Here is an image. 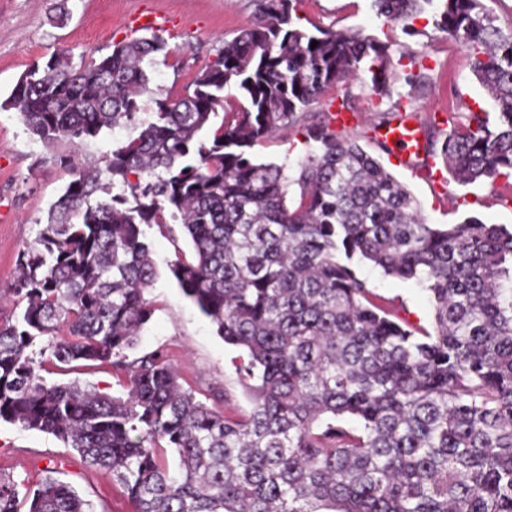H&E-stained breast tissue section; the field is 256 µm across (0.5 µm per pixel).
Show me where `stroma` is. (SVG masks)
Returning a JSON list of instances; mask_svg holds the SVG:
<instances>
[{"instance_id": "stroma-1", "label": "stroma", "mask_w": 512, "mask_h": 512, "mask_svg": "<svg viewBox=\"0 0 512 512\" xmlns=\"http://www.w3.org/2000/svg\"><path fill=\"white\" fill-rule=\"evenodd\" d=\"M164 14L169 25L161 32L172 53L150 68L149 87L179 98L195 75L213 62L225 41L254 20L253 0H0V101L10 94L29 65L66 50L74 62L98 58L123 40L138 36L131 18L143 10ZM437 5L416 17L419 34L405 35L387 26L372 0H298L296 15L302 27L359 30L390 43L392 56L410 50L423 57L420 85L408 87L405 69L397 75L392 94L407 93L420 107L416 114L425 136L420 163L441 168L439 145L430 141L434 128L450 129L464 115L490 110L491 100L470 69L467 50L434 25ZM350 97L361 118L352 134L370 155L402 182L431 224H457L474 216L487 224L512 226V205L500 201L504 178L461 186L451 178L434 185L417 170L398 163L388 148L373 138L372 128L391 103L390 97L369 95L359 82L331 88L323 101L309 106L299 125L283 127L256 143L252 152L262 160L293 168L307 147L301 127L327 122V103ZM36 143L18 112L0 110V320L11 317L9 288L17 276L19 253L37 237L50 205L70 182L68 170L42 161ZM156 264L148 297L153 315L134 350L142 355L163 350L179 367L180 382L197 399L232 417L251 410L237 371L240 349L227 345L213 325L184 296L170 266L176 259L192 260L193 251L181 225H150L144 229ZM358 273L378 296L403 306L409 321L432 329L434 311L427 291L412 280L388 277L368 264ZM33 488L54 473L86 500L91 512H131L119 485L86 464L80 454L52 434L0 421V472Z\"/></svg>"}]
</instances>
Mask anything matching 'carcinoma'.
I'll use <instances>...</instances> for the list:
<instances>
[{
    "instance_id": "obj_1",
    "label": "carcinoma",
    "mask_w": 512,
    "mask_h": 512,
    "mask_svg": "<svg viewBox=\"0 0 512 512\" xmlns=\"http://www.w3.org/2000/svg\"><path fill=\"white\" fill-rule=\"evenodd\" d=\"M295 2L255 0V21L150 112L147 64L169 53L156 34L78 65L58 51L0 102L73 176L17 258L21 309L0 321V420L78 451L132 512H512V229L426 223L405 185L327 123L306 128L316 148L294 178L251 152L329 88L358 79L382 98L395 79L390 44L311 32ZM431 2L373 0L409 36ZM439 2L437 29L468 50L494 103L436 131L444 165L460 185L510 178L512 30L482 0ZM231 85L241 101L199 137ZM118 125L137 136L96 159L54 153ZM169 217L195 254L172 264L183 293L247 357L245 418L197 400L163 351L128 358L154 312L142 226ZM359 263L424 284L433 331L380 302ZM80 362L112 366L126 394L42 375ZM21 495L0 473V512H19ZM22 496L28 512H90L50 475Z\"/></svg>"
}]
</instances>
